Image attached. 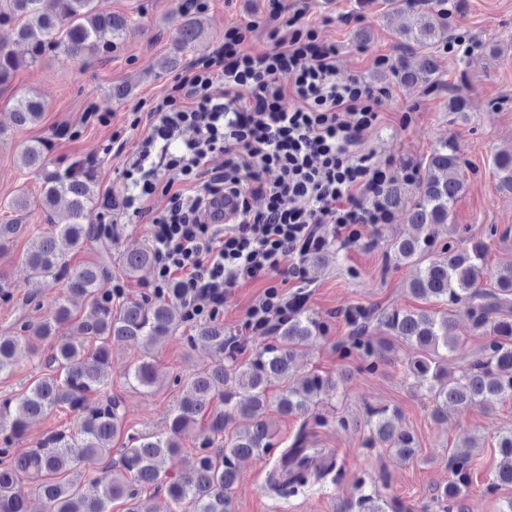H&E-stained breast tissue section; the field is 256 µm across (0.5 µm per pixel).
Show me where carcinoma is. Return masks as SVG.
<instances>
[{"mask_svg": "<svg viewBox=\"0 0 512 512\" xmlns=\"http://www.w3.org/2000/svg\"><path fill=\"white\" fill-rule=\"evenodd\" d=\"M390 5L416 15L419 29L411 37L412 47L427 49L424 68L435 73V55L429 50L448 44V12L426 8L422 0H389ZM94 0H0V27L11 26L19 40L27 44V57L20 58L10 44L0 42V86L12 83L22 65L38 64L49 52L65 60L79 61L86 54L110 53L124 43L131 27L122 15L100 13ZM201 37L200 23L191 12L177 29L175 46L184 51L195 47ZM44 103L35 96L21 95L13 108L19 127L33 126L43 119ZM45 143L41 139L20 144L24 167L45 168ZM500 184L512 189V152L496 156ZM460 167L456 145L440 143L420 166L415 192L402 187L389 188L386 202L403 209L419 234L396 240L390 245L388 260L397 267L410 265L415 274L408 282L410 294L418 299L434 298L448 310L441 314L427 310L400 311L381 306H353L346 311L349 335L336 344L344 358H352L374 371L390 361L391 348L374 342L371 328H384L392 337L418 348L406 362L407 375L426 387L431 414L437 419L448 411L472 403L494 407L512 400V267L496 274L494 286H482L488 246L482 241L440 243L438 227L451 222L463 184L451 172ZM93 169L75 162L62 172L44 178L40 197L44 208L61 196L67 197V214L48 225L23 255L32 275L47 282L66 279V293L55 301L54 316L31 329L21 338L0 334V375L9 374L16 364L21 342L35 351L42 343L51 349L46 359L49 373L34 381L15 399L0 406V512H28L23 482L48 505L49 512H109L114 500L126 502V512H153L145 491L165 492L177 504L188 503L193 512H229L230 494L237 484L239 461L259 456L271 448L272 434L259 418L269 403L286 414L304 417L294 440L272 464L265 484L278 496H295L314 486L336 483L341 466L334 460L324 467L312 466L321 449L309 447V423L319 427L326 420L311 415L313 399L335 390L336 381L311 373L293 378L292 365L300 349L322 336L325 325L307 313L301 301L288 303V316L273 326L275 343L253 352L243 362L235 349L227 347L224 325L215 321L196 327L197 338L219 355L211 368L189 379L186 393L175 411L170 435L128 437L119 459L109 463L104 475L84 486L69 479L76 460L96 464L112 456V441L122 434L120 402L107 394L111 388L110 348L112 344L139 340L149 346L172 335L181 319L174 309L175 289L153 299L127 300L112 311L114 289L110 271L99 261L71 268L63 261L59 240L82 247L92 239L90 214L96 193ZM153 265L148 247L123 256L121 270L137 278ZM80 299L90 306L93 317L80 319L71 307ZM465 308L475 330L485 334L479 355L460 365L459 374H448L445 362L460 349L455 335L452 309ZM72 325L75 335L95 342L90 350L60 335V328ZM125 376L139 387L150 390L157 384L154 365L141 359L125 368ZM286 382L274 400H269L268 382ZM104 396L94 409L85 407L89 394ZM77 415L75 428L52 432L33 448L19 451L12 447L30 420L57 410ZM205 415L208 422L197 435L199 448L193 469L178 477H161L159 459L183 449L182 436ZM252 420L245 432L224 435L233 416ZM371 436L369 445H380L411 460L419 453L415 437L394 427L389 409L367 410ZM502 463L493 474L486 492L493 494L512 487V430L497 440ZM474 458L456 453L448 458L451 476L436 490L432 501L441 512H466V493L471 483ZM380 496L363 495L356 502L342 503L337 512H384Z\"/></svg>", "mask_w": 512, "mask_h": 512, "instance_id": "carcinoma-1", "label": "carcinoma"}]
</instances>
